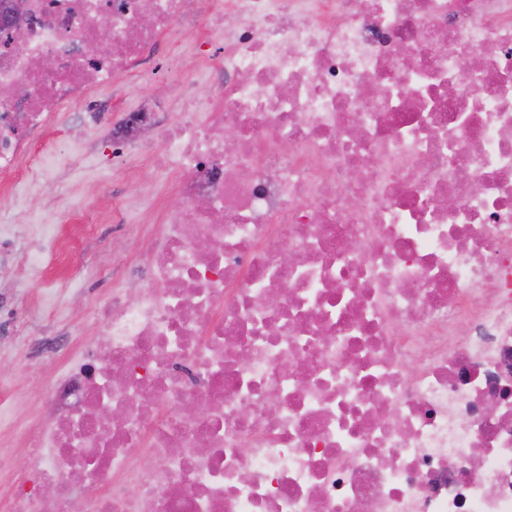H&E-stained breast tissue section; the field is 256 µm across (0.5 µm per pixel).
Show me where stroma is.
<instances>
[{
    "label": "stroma",
    "mask_w": 512,
    "mask_h": 512,
    "mask_svg": "<svg viewBox=\"0 0 512 512\" xmlns=\"http://www.w3.org/2000/svg\"><path fill=\"white\" fill-rule=\"evenodd\" d=\"M157 93L155 81L142 79L107 90L99 97L104 126L79 129L74 123H64L36 155L46 180L35 185L25 179L0 191V238L15 244L12 261L0 266V305L17 308L13 316L0 319V379L25 396V405L17 411L20 419L31 417L41 375L56 365L49 348L62 338L72 346L88 339L86 302L111 288L124 272V260L151 247L149 238L127 236L119 222L101 223L96 234L80 244L79 257L90 275L75 287L61 285L69 274L68 252H61L45 268L29 270L25 263L29 248L42 243L52 231L65 240L70 237L72 219L63 198L79 197L97 208L109 196L130 206L139 205L151 192L168 205L176 203L168 176L150 167L141 153L127 155V175L116 174L106 141L110 126L120 122L124 112L146 105L152 107L157 120L169 122L172 114ZM38 299L44 300L45 312L30 310V303Z\"/></svg>",
    "instance_id": "1"
}]
</instances>
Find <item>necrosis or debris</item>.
<instances>
[{
    "label": "necrosis or debris",
    "instance_id": "necrosis-or-debris-1",
    "mask_svg": "<svg viewBox=\"0 0 512 512\" xmlns=\"http://www.w3.org/2000/svg\"><path fill=\"white\" fill-rule=\"evenodd\" d=\"M0 3V184L143 65L212 83L144 152L178 204L126 227L137 297L89 302L39 416L0 385V512H512V0Z\"/></svg>",
    "mask_w": 512,
    "mask_h": 512
}]
</instances>
